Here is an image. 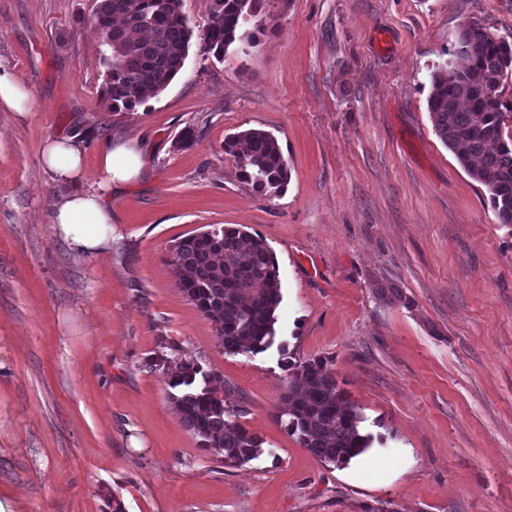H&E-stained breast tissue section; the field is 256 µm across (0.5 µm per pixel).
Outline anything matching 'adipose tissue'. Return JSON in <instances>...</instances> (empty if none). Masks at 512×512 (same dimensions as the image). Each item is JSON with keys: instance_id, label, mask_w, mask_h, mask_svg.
I'll list each match as a JSON object with an SVG mask.
<instances>
[{"instance_id": "adipose-tissue-1", "label": "adipose tissue", "mask_w": 512, "mask_h": 512, "mask_svg": "<svg viewBox=\"0 0 512 512\" xmlns=\"http://www.w3.org/2000/svg\"><path fill=\"white\" fill-rule=\"evenodd\" d=\"M41 158L44 166L72 190L56 203L52 230L73 251L94 258L106 256L112 245V208L108 196L142 171L145 155L137 143H108L100 149L101 180L83 183V154L70 138L46 141Z\"/></svg>"}]
</instances>
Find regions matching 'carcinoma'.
<instances>
[{
	"label": "carcinoma",
	"mask_w": 512,
	"mask_h": 512,
	"mask_svg": "<svg viewBox=\"0 0 512 512\" xmlns=\"http://www.w3.org/2000/svg\"><path fill=\"white\" fill-rule=\"evenodd\" d=\"M263 0H212L209 22L196 31L181 0H96L93 21L99 60L105 68L101 100L110 112H132L164 89L183 71L193 36L222 61L243 26L261 10ZM512 85V39L479 24H468L457 37L447 66L431 74L427 100L433 129L469 175L488 193L498 224L512 226V134L506 132L512 105L505 92ZM199 135L183 128L175 144L190 149ZM224 153L239 176L262 196L284 193L289 173L277 139L248 129L224 140ZM169 263L177 284L200 313L216 327L224 352L260 353L275 337L282 302L273 252L265 240L242 227L212 225L173 243ZM158 352L150 367L170 378L171 403L199 446L226 467L253 459L260 439L231 419L224 400L210 387L212 373L180 356ZM292 373L275 418L320 460L348 464L363 454L371 437L362 417L346 397L327 361L287 364Z\"/></svg>",
	"instance_id": "cac0c4a2"
}]
</instances>
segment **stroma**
<instances>
[{
  "instance_id": "1",
  "label": "stroma",
  "mask_w": 512,
  "mask_h": 512,
  "mask_svg": "<svg viewBox=\"0 0 512 512\" xmlns=\"http://www.w3.org/2000/svg\"><path fill=\"white\" fill-rule=\"evenodd\" d=\"M95 0H0V61L36 97L0 110V512H512V228L434 132L429 75L464 24L512 34V0H263L271 33L224 61L193 41L183 72L134 112L104 108ZM198 145L179 149L185 126ZM257 128L290 173L269 199L227 135ZM76 137L138 138L147 164L113 192L112 248L51 230L68 185L41 163ZM243 225L276 258L265 352L225 353L168 249ZM398 287L389 301L382 287ZM178 344L216 375L257 456L200 448L147 361ZM326 360L370 448L320 461L274 417L284 361Z\"/></svg>"
}]
</instances>
